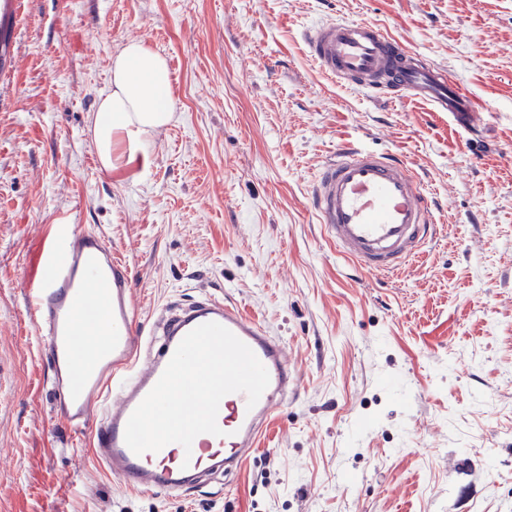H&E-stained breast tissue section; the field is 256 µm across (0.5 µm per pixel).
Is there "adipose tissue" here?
I'll return each instance as SVG.
<instances>
[{
	"label": "adipose tissue",
	"mask_w": 512,
	"mask_h": 512,
	"mask_svg": "<svg viewBox=\"0 0 512 512\" xmlns=\"http://www.w3.org/2000/svg\"><path fill=\"white\" fill-rule=\"evenodd\" d=\"M172 110L166 58L142 41L124 44L112 59V91L100 101L93 120L101 164L111 167L115 137L123 134L136 144L148 140L169 123Z\"/></svg>",
	"instance_id": "ef3b65f1"
}]
</instances>
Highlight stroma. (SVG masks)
<instances>
[{
	"label": "stroma",
	"instance_id": "obj_1",
	"mask_svg": "<svg viewBox=\"0 0 512 512\" xmlns=\"http://www.w3.org/2000/svg\"><path fill=\"white\" fill-rule=\"evenodd\" d=\"M364 19L488 107L447 115L337 85L303 31ZM166 57L173 118L112 169L92 134L129 40ZM395 153L436 232L390 276L314 215L344 142ZM130 267L135 325L216 296L279 339L299 384L241 468L126 487L53 418L25 289L50 225ZM0 512H512V0H16L0 70Z\"/></svg>",
	"mask_w": 512,
	"mask_h": 512
}]
</instances>
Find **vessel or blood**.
Segmentation results:
<instances>
[{
    "instance_id": "b4317fda",
    "label": "vessel or blood",
    "mask_w": 512,
    "mask_h": 512,
    "mask_svg": "<svg viewBox=\"0 0 512 512\" xmlns=\"http://www.w3.org/2000/svg\"><path fill=\"white\" fill-rule=\"evenodd\" d=\"M308 52L336 83L389 99H409L448 113L454 124L478 136L481 109L444 71L363 19L325 21L304 32ZM312 206L338 252L369 273H395L423 248L431 201L406 162L389 152L347 144L316 175ZM47 275L28 290L27 311L53 370L51 408L75 431L93 409L101 423L93 447L103 465L125 485L153 493L186 492L209 475L234 473L255 448L282 398L297 384L275 337L256 319L218 298H205L159 320L155 352L141 362L126 263L103 237L74 225H54L42 259ZM109 333L104 350L80 361L78 332L91 321ZM215 322L248 345L266 367L270 383L255 406L242 393L224 397L220 435L193 441L190 451L169 448L133 453L125 443L127 421L154 387L178 344L195 327Z\"/></svg>"
}]
</instances>
